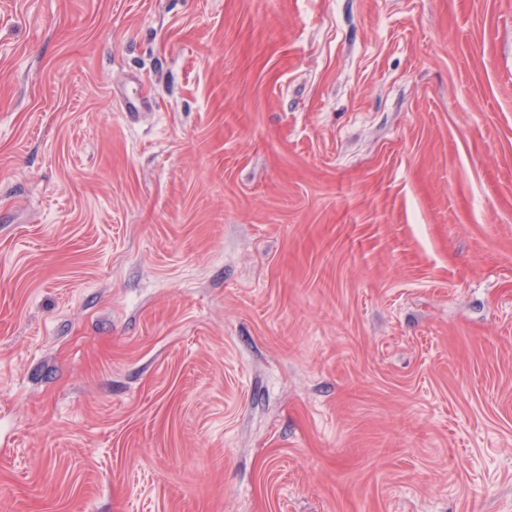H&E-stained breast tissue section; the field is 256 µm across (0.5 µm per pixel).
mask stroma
I'll list each match as a JSON object with an SVG mask.
<instances>
[{
  "instance_id": "1",
  "label": "stroma",
  "mask_w": 512,
  "mask_h": 512,
  "mask_svg": "<svg viewBox=\"0 0 512 512\" xmlns=\"http://www.w3.org/2000/svg\"><path fill=\"white\" fill-rule=\"evenodd\" d=\"M0 512H512V0H0Z\"/></svg>"
}]
</instances>
